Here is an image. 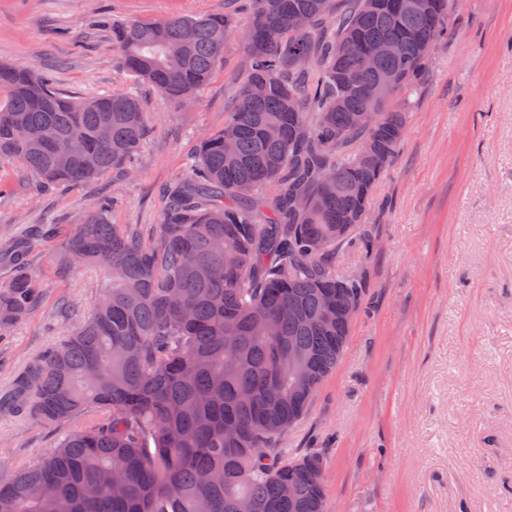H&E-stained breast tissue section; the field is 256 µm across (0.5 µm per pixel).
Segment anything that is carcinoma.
Listing matches in <instances>:
<instances>
[{"label":"carcinoma","mask_w":512,"mask_h":512,"mask_svg":"<svg viewBox=\"0 0 512 512\" xmlns=\"http://www.w3.org/2000/svg\"><path fill=\"white\" fill-rule=\"evenodd\" d=\"M457 5L245 0L243 27L228 13L112 26L122 67L173 101L196 96L233 36L247 74L224 128L201 138L169 188L150 242L110 223L105 200L66 238L64 257L96 265L105 284L84 320L15 375L0 409L48 427L89 408L101 416L0 484V512H238L242 501L252 512H323L320 458L279 443L341 362L352 323L336 318V282L356 311L364 282L334 259L346 246L366 262L375 254L361 233L368 201ZM380 41L395 51L366 64ZM302 54L305 69L295 63ZM386 71L395 85L370 96ZM0 86V161L21 163L43 188L127 169L148 129L128 93L64 96L37 68L4 64ZM359 111L375 113V127L357 126ZM16 125L30 137L17 138ZM55 139L70 144L63 161ZM329 170L339 183L325 180ZM242 183L250 195L236 192ZM29 253L16 250L0 285V334L42 295ZM290 349L306 359L299 381Z\"/></svg>","instance_id":"obj_1"}]
</instances>
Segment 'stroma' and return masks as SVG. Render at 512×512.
<instances>
[{
	"label": "stroma",
	"mask_w": 512,
	"mask_h": 512,
	"mask_svg": "<svg viewBox=\"0 0 512 512\" xmlns=\"http://www.w3.org/2000/svg\"><path fill=\"white\" fill-rule=\"evenodd\" d=\"M232 0H0V64L37 67L64 95L135 90L150 116L129 176L43 189L0 162V251L46 224L31 259L45 293L0 336V392L90 309L96 268L65 264L62 239L99 199L150 240L200 137L223 128L246 59L229 41L193 103L178 105L119 68L113 23L233 11ZM436 43L404 141L370 200L376 252L346 250L365 296L341 363L282 440L322 459L326 512H512V0H460ZM0 412V481L71 426Z\"/></svg>",
	"instance_id": "35a3bbf8"
}]
</instances>
